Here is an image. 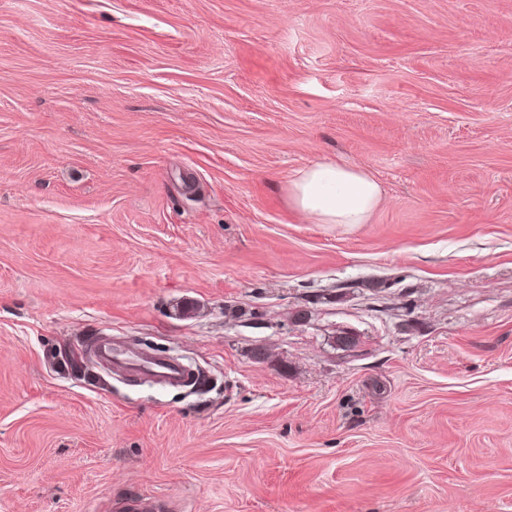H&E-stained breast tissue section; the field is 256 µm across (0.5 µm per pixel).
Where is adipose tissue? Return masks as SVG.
I'll list each match as a JSON object with an SVG mask.
<instances>
[{"label":"adipose tissue","instance_id":"obj_1","mask_svg":"<svg viewBox=\"0 0 512 512\" xmlns=\"http://www.w3.org/2000/svg\"><path fill=\"white\" fill-rule=\"evenodd\" d=\"M302 217L320 224H364L381 201V188L362 169L338 162H315L288 184Z\"/></svg>","mask_w":512,"mask_h":512}]
</instances>
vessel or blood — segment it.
<instances>
[{
    "mask_svg": "<svg viewBox=\"0 0 512 512\" xmlns=\"http://www.w3.org/2000/svg\"><path fill=\"white\" fill-rule=\"evenodd\" d=\"M97 361L105 368L157 384L185 386L192 382L190 371L178 361L125 350L108 340L94 345Z\"/></svg>",
    "mask_w": 512,
    "mask_h": 512,
    "instance_id": "1",
    "label": "vessel or blood"
}]
</instances>
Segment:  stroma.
Wrapping results in <instances>:
<instances>
[{"label":"stroma","mask_w":512,"mask_h":512,"mask_svg":"<svg viewBox=\"0 0 512 512\" xmlns=\"http://www.w3.org/2000/svg\"><path fill=\"white\" fill-rule=\"evenodd\" d=\"M137 500L512 512V0H0V512ZM294 208L319 224H364L381 201V188L359 167L315 162L288 183ZM97 361L110 371H121L155 384L185 386L192 382L190 371L178 361L125 350L112 341L94 344Z\"/></svg>","instance_id":"obj_1"}]
</instances>
